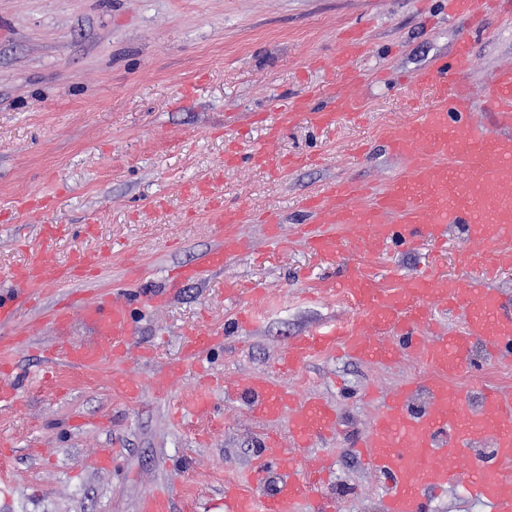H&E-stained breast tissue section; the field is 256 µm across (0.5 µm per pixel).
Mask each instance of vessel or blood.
<instances>
[{"instance_id": "b4317fda", "label": "vessel or blood", "mask_w": 512, "mask_h": 512, "mask_svg": "<svg viewBox=\"0 0 512 512\" xmlns=\"http://www.w3.org/2000/svg\"><path fill=\"white\" fill-rule=\"evenodd\" d=\"M497 2L448 0V13L478 17ZM365 45L361 35H351L336 57L335 68L349 83L357 81L350 61ZM472 58L469 40H461L451 65L421 71L414 81L419 85L447 81L449 72L468 71ZM360 105L350 92L337 97L331 108L318 111L310 110L302 100L279 106L266 142L252 155V162L270 164L281 130L300 118L317 126H332L340 113L357 111ZM484 109L492 116L491 124L476 119L472 93L460 87L414 121L390 126L385 147L405 159L406 175L368 202L350 180L331 183L324 192L307 198L305 208L315 211L323 224L310 236V249L324 259H335L340 247L333 232L337 226H360L365 249L373 251L397 234L404 245L411 246L422 237L437 238L445 225L456 224L476 243L470 258L482 274L511 266L512 64L493 72ZM211 221L223 226L222 241L203 262L179 264L176 276L181 281H196L223 268L225 258L240 249L242 239L236 226L242 212L238 207L214 205ZM108 259L105 251L82 252L63 265L45 254L12 270L8 279L16 289L6 296L0 294V323L17 319L45 288L65 286L85 271L101 268ZM339 286L363 314L356 329L339 326L296 339L281 359L283 368L297 367L317 353L342 349L357 360L381 363L404 351L433 369L419 384L387 394L359 445L360 456L373 469L394 478L384 512H425L424 490L442 491L456 484L464 485L472 497L488 501L492 512H512V472L505 468L512 461V389L481 387L477 391L480 405L474 408L469 404L471 387L453 382L473 344H481L491 357L512 349V312L501 295L432 274L382 288L363 267L345 271ZM448 310L458 311L463 318L462 330L454 336L433 328L438 314ZM77 321L91 330V339L56 343L46 353L47 361L87 369L130 357L133 318L130 299L122 290L58 306L44 326L59 334ZM235 386L250 395L253 417L274 420L285 415L289 427L286 437L265 439L268 458L279 474L273 492L246 493L239 483L225 482L224 502L229 512H300L330 476L328 459L310 453L309 447L314 437L336 430L335 409L315 397L298 398L263 376L238 379ZM419 391L425 394L427 405L416 414L409 402ZM485 439L492 441L499 465L478 457L470 473H462L456 461L459 448Z\"/></svg>"}]
</instances>
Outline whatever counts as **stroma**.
Instances as JSON below:
<instances>
[{
    "instance_id": "35a3bbf8",
    "label": "stroma",
    "mask_w": 512,
    "mask_h": 512,
    "mask_svg": "<svg viewBox=\"0 0 512 512\" xmlns=\"http://www.w3.org/2000/svg\"><path fill=\"white\" fill-rule=\"evenodd\" d=\"M351 28L366 41L351 62L360 115L283 129L275 151L295 159L294 167L249 162L279 100L304 97L319 110L349 92L330 63ZM464 37L473 52L464 80L480 98L492 73L512 60V0L478 34L469 19L449 18L446 0H0V289L12 268L43 253L65 264L79 251H110L106 268L69 289L88 296L125 286L133 340L150 354L126 367L52 365L43 356L49 335L29 326L59 291L47 289L39 307L22 312L12 327L29 331L28 344L4 355L12 376L0 393V440L13 452L0 456V512H139L142 497L160 485L173 512H226L225 482L247 481L265 456L266 434L288 431L287 418H254L242 393L222 387L254 374L339 415L334 433L312 441L313 452L331 458L332 477L304 512H318L326 497L338 512H383L391 478L355 448L375 414L363 394L427 377L430 367L407 355L371 363L330 353L283 373L280 357L316 329L359 322L336 288L344 268L368 267L384 288L432 272L512 296V266L485 280L464 261L471 244L454 224L439 244L424 238L410 249L389 243L369 252L339 227L340 252L330 262L300 236L314 221L302 201L339 179L380 192L405 176V161L381 138L438 102L441 85L413 77L450 59ZM228 149L240 162L225 165ZM199 181L210 183V197L190 193ZM42 195L50 209L18 213L21 199ZM216 199L242 210L244 247L204 281H171V266L219 244L210 221ZM273 219L287 250L267 237ZM47 224L59 227L50 241ZM132 263L142 269L134 280ZM230 281L240 288L231 300ZM160 290L169 297L163 310L143 304ZM192 327L212 338L196 358L185 353ZM178 361L187 365L182 381L156 395L154 374ZM125 369L143 380L139 402L112 385ZM205 373L219 384L210 410L197 414L192 404ZM457 381L512 387V360L491 361L474 348ZM97 454L113 456L111 469L95 467ZM245 489L255 486L247 481Z\"/></svg>"
}]
</instances>
